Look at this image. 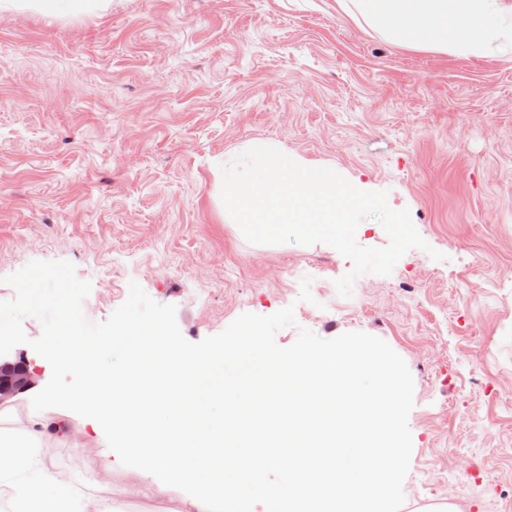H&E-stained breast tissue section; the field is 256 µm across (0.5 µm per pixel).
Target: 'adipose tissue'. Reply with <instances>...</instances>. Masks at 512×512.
Segmentation results:
<instances>
[{
	"instance_id": "1",
	"label": "adipose tissue",
	"mask_w": 512,
	"mask_h": 512,
	"mask_svg": "<svg viewBox=\"0 0 512 512\" xmlns=\"http://www.w3.org/2000/svg\"><path fill=\"white\" fill-rule=\"evenodd\" d=\"M355 8L394 42L463 57L488 49L512 55V6L502 0H338ZM111 0H0V15L28 9L57 14L106 12ZM44 434L35 426L0 427V476H12L18 512H89L91 505L71 480L61 478L40 452Z\"/></svg>"
}]
</instances>
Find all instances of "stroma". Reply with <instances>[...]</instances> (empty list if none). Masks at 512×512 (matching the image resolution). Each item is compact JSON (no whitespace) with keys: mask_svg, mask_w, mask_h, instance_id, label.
Instances as JSON below:
<instances>
[{"mask_svg":"<svg viewBox=\"0 0 512 512\" xmlns=\"http://www.w3.org/2000/svg\"><path fill=\"white\" fill-rule=\"evenodd\" d=\"M270 139L408 210L428 250L387 275L318 243L252 244L221 200V164ZM443 260L430 257V250ZM67 261L101 323L137 282L197 343L241 314L294 306L296 327L383 339L414 380L401 512L512 503V56L394 43L336 0H112L95 18L0 17V301L28 262ZM312 277L314 303L298 302ZM29 342L7 361L33 383L4 405L16 428L52 368ZM105 437L44 450L88 497L124 512H206L125 467L101 479Z\"/></svg>","mask_w":512,"mask_h":512,"instance_id":"obj_1","label":"stroma"}]
</instances>
